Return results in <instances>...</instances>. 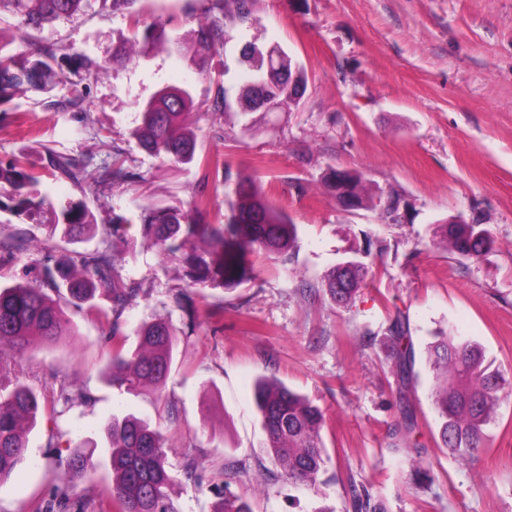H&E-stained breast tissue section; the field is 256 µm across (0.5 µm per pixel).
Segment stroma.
I'll use <instances>...</instances> for the list:
<instances>
[{
    "instance_id": "35a3bbf8",
    "label": "stroma",
    "mask_w": 512,
    "mask_h": 512,
    "mask_svg": "<svg viewBox=\"0 0 512 512\" xmlns=\"http://www.w3.org/2000/svg\"><path fill=\"white\" fill-rule=\"evenodd\" d=\"M186 0H139L146 23L163 21L168 38H188ZM11 49L28 40L60 42L96 60L84 77L86 112L60 104L67 86L18 92L0 100V159L24 156L43 166L47 150L76 161L111 163L122 154L131 179L105 188L44 176L34 187L40 214L19 212L0 188V234L22 227L32 246L0 262V283L18 280L41 257L61 208L84 202L96 229L59 245L60 255L90 252L113 214L127 230L114 247L125 278L142 282L118 322L65 306L72 333L30 346L11 369L43 399L27 430L28 459L0 484V512H47L66 495L70 512H114L112 468L71 479L60 467L78 445L102 440L112 417L135 415L159 429L174 475L166 490L172 512H213L224 490L246 495L254 512H354L349 484L367 489L383 512H512V390L501 395L482 450L464 462L441 448L425 348L438 331L480 342L486 359L512 373V0H254L252 14L231 30L220 54L157 51L112 65L128 35L127 14L110 0L41 30L0 15ZM278 45L303 68L299 105L276 112H196L188 122L198 163L178 170L142 151L129 135L138 102L167 85H189L196 102L218 89L236 101L244 81L241 49ZM362 175L370 192L399 198L398 220L383 207L345 210L327 188L333 170ZM253 179L297 226L288 260L248 255V276L232 288L187 289L179 261L162 258L140 233L149 205L185 208L206 197L205 220L230 215L235 187ZM461 215L488 230L492 247L477 262L440 246L438 224ZM354 260L367 283L348 305L336 304L324 280ZM190 292L197 308L179 303ZM403 317L416 352L410 395L413 433L401 429L388 327ZM156 318L177 333L175 367L162 390L119 394L102 378L112 359L107 334L127 337ZM271 377L305 395L326 420L329 456L315 487L289 484L266 453L254 402L255 383ZM87 393V404H63L60 390ZM177 415L168 418V406ZM417 457L426 476L411 479ZM195 463L199 480L184 467Z\"/></svg>"
}]
</instances>
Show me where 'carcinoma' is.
<instances>
[{
  "label": "carcinoma",
  "instance_id": "carcinoma-1",
  "mask_svg": "<svg viewBox=\"0 0 512 512\" xmlns=\"http://www.w3.org/2000/svg\"><path fill=\"white\" fill-rule=\"evenodd\" d=\"M95 0H0L3 11L21 19L28 28L39 30L62 18L83 13ZM137 0H112V7L128 10L131 36L119 43L112 63L129 64L139 56L160 48L169 56H180L185 43L163 38L162 26H142L133 11ZM253 0H200L199 8L186 4L185 11H198L196 28L190 41L196 52L217 54L224 46L227 27L247 22ZM7 42L0 29V98L25 84L49 90L55 84L57 60L67 62L75 72L89 74L101 68L96 61L69 54L56 43L30 44L26 55L5 51ZM248 80L240 89L239 102L246 112L272 111V107L304 96V72L283 56L276 58L269 48L250 46L243 52ZM87 88H74L65 107L85 111ZM135 125L130 131L138 146L150 156L183 169L197 161L196 136L186 116L197 110L187 86H167L148 101L139 104ZM48 169L58 180L75 184L104 183L134 178L116 159L108 166H95L88 159L78 166L64 154L47 150ZM40 172L24 156L0 161V185L12 190L16 208L26 212L42 208L45 201L34 200L27 188L38 183ZM338 181V200L355 199L371 207L360 175L334 172ZM237 203L222 224H207L197 204L187 210L148 207L141 215L143 238L160 256L177 257L185 268L189 288H225L240 283L248 274L246 256L258 249L273 259L290 255L297 246V229L291 218L274 206L251 179L239 181ZM127 220L116 215L112 230L104 233L101 246L92 252L59 258L57 246L45 243L37 274L24 275L10 286L0 285V484L27 460L24 424L35 425L42 411L37 393L27 385L15 383L10 364L17 362L35 341L51 342L70 335L69 322L61 303L101 315L94 304L102 286L112 302V312L120 314L141 290L137 282L121 274L122 257L112 239L124 232ZM94 226V216L82 203L62 209L53 227L61 228L64 239L73 240ZM441 240L448 250L472 261L489 251L491 239L481 224H440ZM30 249L26 230L16 228L0 234V261H18ZM368 268L354 263L335 267L326 277L324 289L338 303L352 299ZM397 346L395 376L399 390L414 382L415 352L409 326L398 318L390 327ZM112 363L104 372L106 380L120 393L137 395L146 383L162 389L175 365L177 336L173 325L164 319L142 323L136 331V346L125 349V337L112 325ZM427 364L432 374V401L438 418L441 447L463 461L474 457L484 443L487 426L493 421L501 393L512 387V377L485 364L482 347L461 336H437L427 347ZM255 403L267 436V450L280 467V476L290 483L314 486L325 467L327 454L321 432L325 424L322 411L305 396L274 381L255 385ZM107 451L112 466V501L116 512H170L166 488L173 476L167 462L166 442L160 430L134 416L112 418L105 427ZM97 446L79 447L66 459L65 470L75 479L90 476L96 469ZM351 495L360 510L382 512L368 493L350 485ZM213 512H253L246 496L224 492Z\"/></svg>",
  "mask_w": 512,
  "mask_h": 512
}]
</instances>
